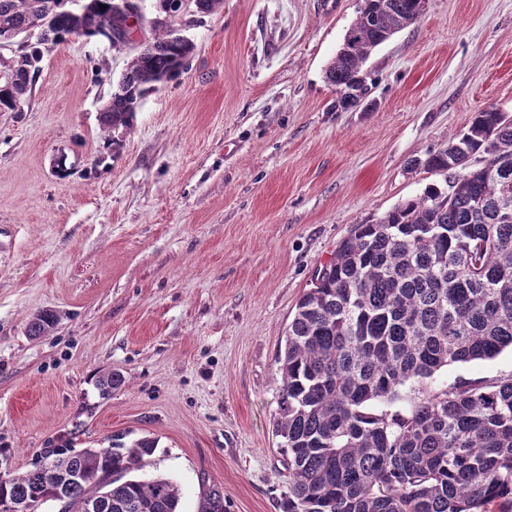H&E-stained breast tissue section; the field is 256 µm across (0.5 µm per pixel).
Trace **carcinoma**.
<instances>
[{
	"instance_id": "obj_1",
	"label": "carcinoma",
	"mask_w": 512,
	"mask_h": 512,
	"mask_svg": "<svg viewBox=\"0 0 512 512\" xmlns=\"http://www.w3.org/2000/svg\"><path fill=\"white\" fill-rule=\"evenodd\" d=\"M113 0H0V28L41 23L36 43L0 74V112H20L41 46L106 36ZM422 0H363L325 72L336 111L368 94L363 65L415 24ZM106 9H101V6ZM194 50L175 30H155L128 65L103 128L134 126L142 99L181 74ZM450 175L374 221L357 224L316 270L288 322L277 363L282 379L274 434L288 470L279 512H512V373L492 379L438 376L512 348V115L490 106L467 131L428 154ZM56 324L35 314L31 336ZM123 384L115 371L98 388ZM157 441L49 452L10 477L0 500L59 512H179V491L150 473ZM98 500L89 509L92 500Z\"/></svg>"
}]
</instances>
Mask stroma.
Returning a JSON list of instances; mask_svg holds the SVG:
<instances>
[{
    "label": "stroma",
    "mask_w": 512,
    "mask_h": 512,
    "mask_svg": "<svg viewBox=\"0 0 512 512\" xmlns=\"http://www.w3.org/2000/svg\"><path fill=\"white\" fill-rule=\"evenodd\" d=\"M362 0H223L175 26L185 70L117 154L103 105L142 43L46 47L0 112V461L157 439L181 512H278L288 491L276 357L314 272L349 235L447 176L429 152L475 112L512 114V0H427L367 60L369 109L325 79ZM66 156L71 172L54 163ZM43 309L59 321L28 336ZM124 384L102 397L98 377Z\"/></svg>",
    "instance_id": "obj_1"
}]
</instances>
